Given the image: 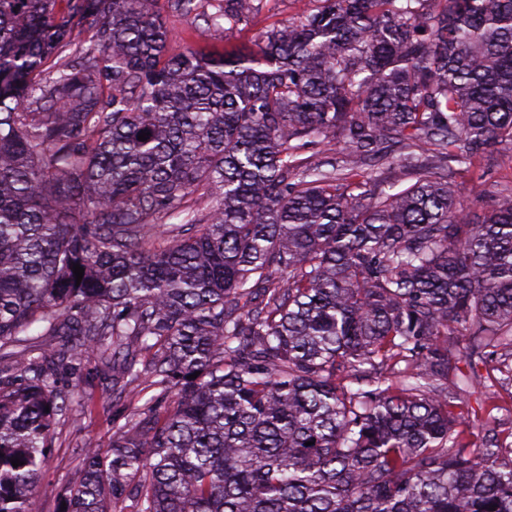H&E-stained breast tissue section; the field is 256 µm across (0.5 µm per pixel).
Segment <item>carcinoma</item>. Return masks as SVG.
<instances>
[{
    "instance_id": "1",
    "label": "carcinoma",
    "mask_w": 512,
    "mask_h": 512,
    "mask_svg": "<svg viewBox=\"0 0 512 512\" xmlns=\"http://www.w3.org/2000/svg\"><path fill=\"white\" fill-rule=\"evenodd\" d=\"M159 2L0 0V512H42L89 352L130 414L64 512H512L461 401L512 388V192L473 224L454 180L512 147V0H314L177 56Z\"/></svg>"
}]
</instances>
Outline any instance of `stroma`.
I'll return each instance as SVG.
<instances>
[{
    "label": "stroma",
    "instance_id": "35a3bbf8",
    "mask_svg": "<svg viewBox=\"0 0 512 512\" xmlns=\"http://www.w3.org/2000/svg\"><path fill=\"white\" fill-rule=\"evenodd\" d=\"M308 0H261L258 13L248 23L231 29L215 27L196 14L184 15L164 10L163 18L174 37L169 54L176 55L185 47L216 55L231 50L251 48L255 36L267 26L296 19ZM512 169V149H496L491 158L458 172L456 179L468 199L470 217L480 222L488 206L497 196L512 189L504 176ZM60 387L73 400L85 399L88 410L73 407L54 429L53 442L43 463L38 483V499L44 512H60L61 490L73 482L82 466V453L88 444L106 449L119 428L127 422V404L112 396V370L95 355L76 361L74 369L65 371Z\"/></svg>",
    "mask_w": 512,
    "mask_h": 512
}]
</instances>
